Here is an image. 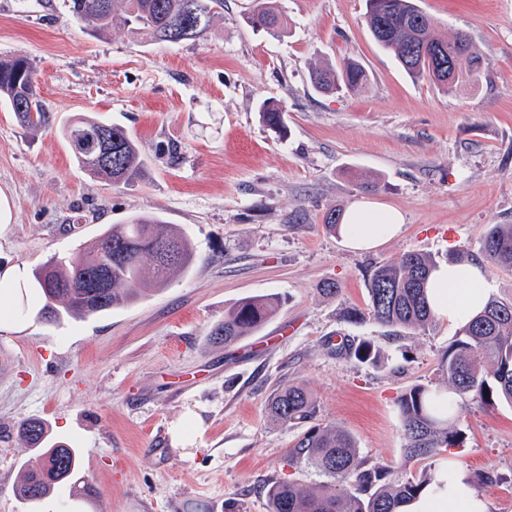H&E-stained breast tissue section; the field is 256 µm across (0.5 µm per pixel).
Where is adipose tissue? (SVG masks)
Instances as JSON below:
<instances>
[{"label":"adipose tissue","mask_w":512,"mask_h":512,"mask_svg":"<svg viewBox=\"0 0 512 512\" xmlns=\"http://www.w3.org/2000/svg\"><path fill=\"white\" fill-rule=\"evenodd\" d=\"M403 225L400 211L370 202L351 206L338 232L347 246L356 250L379 247L397 237ZM491 286L481 262L448 260L432 270L427 283V300L435 319L462 328L485 307ZM401 512H488L486 501L477 495L463 474L445 465L436 481Z\"/></svg>","instance_id":"1"}]
</instances>
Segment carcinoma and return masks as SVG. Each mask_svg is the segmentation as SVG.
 Here are the masks:
<instances>
[{"mask_svg": "<svg viewBox=\"0 0 512 512\" xmlns=\"http://www.w3.org/2000/svg\"><path fill=\"white\" fill-rule=\"evenodd\" d=\"M224 0H70L72 19L81 27L104 34L123 30L146 43L178 44L204 36L221 17ZM247 23L272 34L284 29L272 0H261ZM363 23L373 38L402 68L416 78L451 89L475 81L482 58L470 37L435 33L436 23L414 0H366ZM36 71L26 58L0 61V101L14 112L19 127L37 131L51 127L50 113L36 90ZM311 86L324 95L365 89L364 68L352 59L339 66L314 63L308 68ZM264 126L283 138L287 134L284 107L267 100L259 107ZM112 136V167L105 170L92 140L99 131ZM59 133L78 165L108 185L144 180L149 169L136 139L123 127L94 117L64 122ZM493 265L512 269V224H494L480 247ZM194 248L179 229L156 214H135L114 224L90 244L68 256H52L34 273L39 316L48 324L65 318L81 319L145 299L165 287L171 277L189 271ZM434 267L431 257L407 253L397 261L371 270L368 282L369 316L398 331H416L432 319L425 282ZM281 305L277 295L246 297L224 312L209 329L213 345L231 347L257 333ZM339 352L361 363L376 365L380 349L371 341L348 340ZM445 392L414 385L398 399L405 438V458L427 459L445 448L458 447L464 434L458 427L451 395L493 406L512 405V298L491 299L484 311L460 329L441 358ZM270 421L281 425L308 423L290 461L330 479L335 492L323 493L297 482L266 485L268 512H400L434 481L426 473L414 482L396 483L391 469H367L354 439L332 425L315 423V405L301 385L273 393L266 407ZM22 440L41 449L42 463L30 470L18 488L19 496L36 503L54 488L67 485L74 495L90 492L76 479L78 453L51 443L44 422L33 419L19 427Z\"/></svg>", "mask_w": 512, "mask_h": 512, "instance_id": "1", "label": "carcinoma"}]
</instances>
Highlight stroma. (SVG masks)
<instances>
[{
	"mask_svg": "<svg viewBox=\"0 0 512 512\" xmlns=\"http://www.w3.org/2000/svg\"><path fill=\"white\" fill-rule=\"evenodd\" d=\"M257 0H224L203 38L143 45L100 36L69 19L66 0H0V60L25 57L55 122L80 114L126 128L149 162L146 181L108 186L76 164L54 130L22 131L0 103V264L36 269L75 252L111 225L152 212L191 239L195 261L163 290L128 307L60 324L0 307V512H267L265 486L294 480L301 432L269 422L276 389L303 385L316 419L354 439L366 467L420 479L455 462L488 512H512V407L458 403L461 447L406 460L398 398L422 384L443 391V351L455 328L431 320L397 332L368 317V277L416 252L436 262L480 259L493 224H512V0H419L441 35L466 31L483 69L444 90L412 79L362 22L365 0H276L288 20L274 36L249 26ZM347 57L364 92L317 93L310 64ZM280 101L288 134L259 120ZM380 181L362 190L360 176ZM371 200L399 209L402 233L370 251L347 247L322 222L332 207ZM342 288L321 295L325 282ZM282 306L232 347L208 329L247 296ZM363 312L349 320L345 312ZM369 339L378 365L337 356L338 339ZM45 422L79 449L89 495L58 489L30 505L18 495L38 451L20 424Z\"/></svg>",
	"mask_w": 512,
	"mask_h": 512,
	"instance_id": "1",
	"label": "stroma"
}]
</instances>
